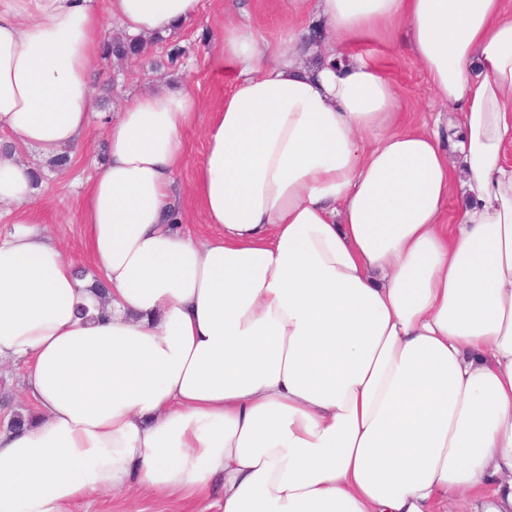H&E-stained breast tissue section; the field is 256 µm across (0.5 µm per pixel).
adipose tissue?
Masks as SVG:
<instances>
[{"mask_svg":"<svg viewBox=\"0 0 512 512\" xmlns=\"http://www.w3.org/2000/svg\"><path fill=\"white\" fill-rule=\"evenodd\" d=\"M91 2L0 0V363L24 365L33 405L0 428V512L216 483L222 512H512L506 0H319L333 43L311 64L301 33L226 25L233 85L192 183L215 235L167 221L199 103L163 87L108 126L81 276L33 220L18 152L84 140L107 22L145 37L202 8ZM399 36L450 128L405 123L350 52Z\"/></svg>","mask_w":512,"mask_h":512,"instance_id":"ef3b65f1","label":"adipose tissue"}]
</instances>
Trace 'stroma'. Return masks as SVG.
Masks as SVG:
<instances>
[{"label":"stroma","mask_w":512,"mask_h":512,"mask_svg":"<svg viewBox=\"0 0 512 512\" xmlns=\"http://www.w3.org/2000/svg\"><path fill=\"white\" fill-rule=\"evenodd\" d=\"M231 21L249 23L272 40L287 31L316 29L319 18L316 0H203V9L195 20L173 32L169 40L152 46V54L158 57L165 56L171 45L181 47L179 73L199 101L196 123L185 134L187 161L175 177V191L181 217L201 237L211 235L213 229L191 195L190 185L204 158L208 114L232 86L231 76L219 74L217 65L224 26ZM357 51L377 58L402 103L406 122L421 126L432 123L438 113L450 112V105L436 97L427 74L403 39L386 44L365 43ZM93 78L96 113L88 134L82 144L70 149L68 168L43 164V180L32 211L45 233L82 266L89 265L91 257L82 247L81 205L94 166L106 150L104 119L120 112L128 99L165 84L170 73L146 65L119 67L99 56L93 62ZM29 406L22 367L0 364V417L9 418ZM220 499L216 492L205 503L180 497L163 500L134 487L96 494L79 502L74 512H220Z\"/></svg>","instance_id":"35a3bbf8"}]
</instances>
